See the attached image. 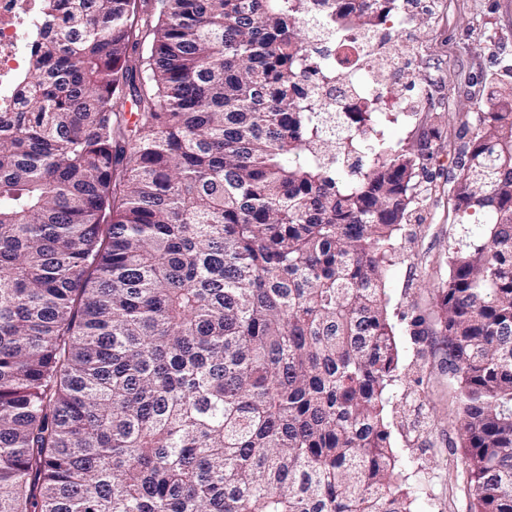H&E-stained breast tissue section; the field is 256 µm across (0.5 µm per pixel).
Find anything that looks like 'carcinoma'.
Segmentation results:
<instances>
[{
    "mask_svg": "<svg viewBox=\"0 0 512 512\" xmlns=\"http://www.w3.org/2000/svg\"><path fill=\"white\" fill-rule=\"evenodd\" d=\"M394 2L43 0L0 112V512H412L384 277L424 153L303 87ZM459 139L437 322L470 512H512V86Z\"/></svg>",
    "mask_w": 512,
    "mask_h": 512,
    "instance_id": "obj_1",
    "label": "carcinoma"
}]
</instances>
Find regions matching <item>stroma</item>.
Instances as JSON below:
<instances>
[{
	"label": "stroma",
	"mask_w": 512,
	"mask_h": 512,
	"mask_svg": "<svg viewBox=\"0 0 512 512\" xmlns=\"http://www.w3.org/2000/svg\"><path fill=\"white\" fill-rule=\"evenodd\" d=\"M396 47L408 62L409 89L404 112L382 130L398 148L424 144L428 150L385 280L403 376L387 419L414 512H469L457 400L436 334L435 298L458 232L448 196L458 173L450 145L458 140L460 118L487 111L491 78L512 66V0H421ZM408 313L424 317L422 341L414 340Z\"/></svg>",
	"instance_id": "35a3bbf8"
}]
</instances>
